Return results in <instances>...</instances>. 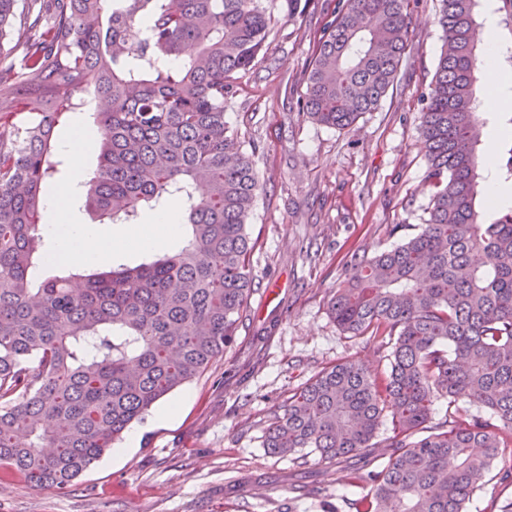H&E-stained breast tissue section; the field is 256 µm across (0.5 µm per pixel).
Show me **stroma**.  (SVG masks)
Wrapping results in <instances>:
<instances>
[{"label":"stroma","mask_w":512,"mask_h":512,"mask_svg":"<svg viewBox=\"0 0 512 512\" xmlns=\"http://www.w3.org/2000/svg\"><path fill=\"white\" fill-rule=\"evenodd\" d=\"M337 0H310L303 24L282 4L264 57L238 80L229 128L263 186L246 218L255 290L234 342L202 375L157 402L67 493L0 465V512H351L346 463L274 455L260 438L273 411L340 359L387 368L376 341L343 335L328 312L355 260L421 224L429 201L419 135L422 96L442 45L437 0H410V48L380 107L337 130L299 114L302 75ZM173 416H166L168 407Z\"/></svg>","instance_id":"35a3bbf8"}]
</instances>
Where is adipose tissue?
I'll list each match as a JSON object with an SVG mask.
<instances>
[{
  "label": "adipose tissue",
  "mask_w": 512,
  "mask_h": 512,
  "mask_svg": "<svg viewBox=\"0 0 512 512\" xmlns=\"http://www.w3.org/2000/svg\"><path fill=\"white\" fill-rule=\"evenodd\" d=\"M78 189L79 184L74 181L51 195L48 201L51 219L42 227L52 254L65 262L76 266L97 265L124 247L150 250L161 241L179 237L182 231L179 208L175 205L150 215L143 223L133 225L117 237L96 225L73 223L68 203Z\"/></svg>",
  "instance_id": "adipose-tissue-1"
}]
</instances>
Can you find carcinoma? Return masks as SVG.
<instances>
[{"label": "carcinoma", "mask_w": 512, "mask_h": 512, "mask_svg": "<svg viewBox=\"0 0 512 512\" xmlns=\"http://www.w3.org/2000/svg\"><path fill=\"white\" fill-rule=\"evenodd\" d=\"M0 0V464L60 492L153 405L202 373L237 335L253 292L245 223L260 190L224 120L237 75L263 51L260 0ZM445 38L419 132L428 218L354 263L328 311L339 330L389 348L384 376L351 359L325 367L274 413L262 445L308 448L351 472L355 512H469L494 466L512 481V209L484 222L482 129L473 110L485 64L479 15L512 35V0H439ZM407 0H338L303 77L298 112L339 130L377 110L408 50ZM95 113L98 165L84 208L139 224L178 204L191 233L134 267L54 276L33 287L45 188L61 165L65 114ZM498 181L512 185V136ZM448 418L430 425L436 404ZM476 407L470 413L459 406Z\"/></svg>", "instance_id": "1"}]
</instances>
